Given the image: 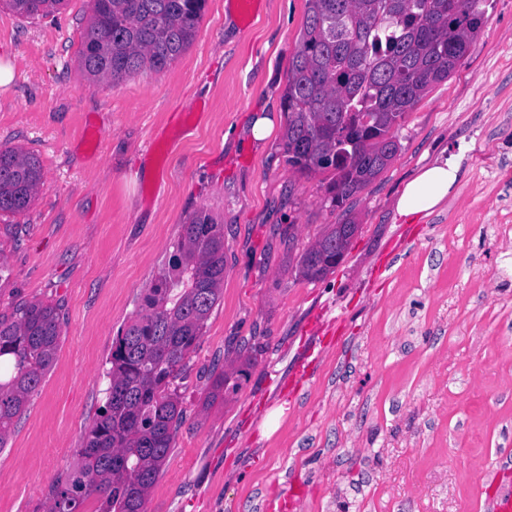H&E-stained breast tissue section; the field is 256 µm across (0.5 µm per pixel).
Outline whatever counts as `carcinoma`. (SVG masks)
Segmentation results:
<instances>
[{
    "label": "carcinoma",
    "mask_w": 512,
    "mask_h": 512,
    "mask_svg": "<svg viewBox=\"0 0 512 512\" xmlns=\"http://www.w3.org/2000/svg\"><path fill=\"white\" fill-rule=\"evenodd\" d=\"M36 19L64 0H3ZM80 66L94 81L119 82L160 71L192 44L206 0H93ZM487 0H307L303 31L282 97L284 152L302 175L329 173L336 206L359 193L397 152L406 113L465 57L481 31ZM387 34L386 41L378 36ZM41 184L38 159L0 148V212L25 210ZM331 224L300 256L299 276L316 281L349 247ZM224 285V225L200 210L181 225L167 271L143 296L144 313L112 341L104 405L79 449V466L52 490L51 512H145L148 494L173 448L184 410L176 380L195 351ZM62 306L18 304L0 319V448L30 395L53 366Z\"/></svg>",
    "instance_id": "cac0c4a2"
}]
</instances>
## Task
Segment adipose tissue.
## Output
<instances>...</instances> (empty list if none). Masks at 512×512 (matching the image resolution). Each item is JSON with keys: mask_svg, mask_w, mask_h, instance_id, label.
Here are the masks:
<instances>
[{"mask_svg": "<svg viewBox=\"0 0 512 512\" xmlns=\"http://www.w3.org/2000/svg\"><path fill=\"white\" fill-rule=\"evenodd\" d=\"M461 168V153L440 152L406 182L396 201L398 214L426 217L434 213L447 201Z\"/></svg>", "mask_w": 512, "mask_h": 512, "instance_id": "adipose-tissue-1", "label": "adipose tissue"}]
</instances>
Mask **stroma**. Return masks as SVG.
<instances>
[{"instance_id":"35a3bbf8","label":"stroma","mask_w":512,"mask_h":512,"mask_svg":"<svg viewBox=\"0 0 512 512\" xmlns=\"http://www.w3.org/2000/svg\"><path fill=\"white\" fill-rule=\"evenodd\" d=\"M307 0H206L162 71L94 82L90 0L28 20L0 5V146L35 155L27 209L0 212V317L63 306L55 362L0 449V512H49L105 401L112 339L168 268L181 226H224L223 294L180 382L175 444L146 512H478V462L512 448V0H491L447 80L405 116L386 169L343 207L286 162L281 101ZM260 116L272 134L251 138ZM466 143L442 209L403 217L404 183ZM359 230L336 270L298 276L331 224ZM341 318L308 380L276 386ZM247 368L233 393L213 379Z\"/></svg>"}]
</instances>
